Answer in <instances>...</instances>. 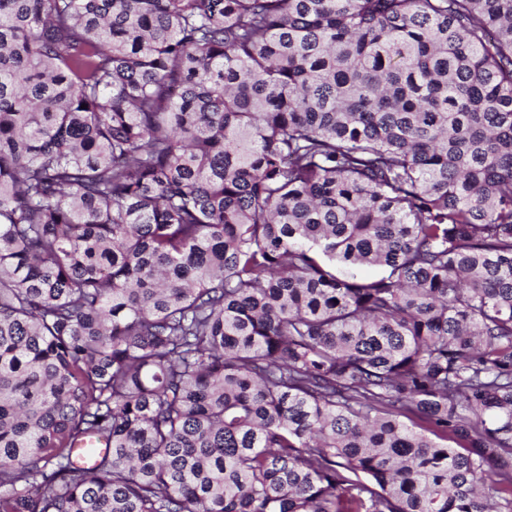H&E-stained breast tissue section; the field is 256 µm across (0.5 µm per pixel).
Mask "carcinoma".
I'll list each match as a JSON object with an SVG mask.
<instances>
[{
  "label": "carcinoma",
  "instance_id": "carcinoma-1",
  "mask_svg": "<svg viewBox=\"0 0 512 512\" xmlns=\"http://www.w3.org/2000/svg\"><path fill=\"white\" fill-rule=\"evenodd\" d=\"M492 498L512 0H0V512Z\"/></svg>",
  "mask_w": 512,
  "mask_h": 512
}]
</instances>
